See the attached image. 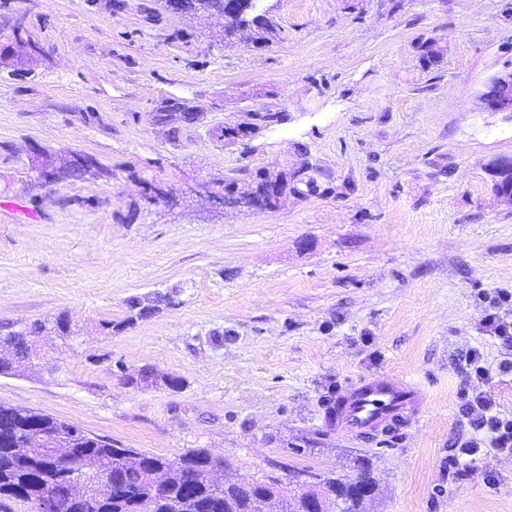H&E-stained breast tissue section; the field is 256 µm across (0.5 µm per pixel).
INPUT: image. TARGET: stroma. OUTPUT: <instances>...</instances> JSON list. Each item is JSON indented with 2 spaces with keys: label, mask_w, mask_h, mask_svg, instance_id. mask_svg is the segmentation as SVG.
<instances>
[{
  "label": "stroma",
  "mask_w": 512,
  "mask_h": 512,
  "mask_svg": "<svg viewBox=\"0 0 512 512\" xmlns=\"http://www.w3.org/2000/svg\"><path fill=\"white\" fill-rule=\"evenodd\" d=\"M257 11L270 30L228 40L166 0H0V327L63 313L78 335L41 338L0 403L119 448L208 449L226 482L365 458L369 512H512V455L449 464L470 434L466 354L497 366L485 316L512 293V204L487 172L512 154V115L481 100L512 69V0ZM16 17L44 54L14 43ZM254 112L282 119L227 136ZM39 148L108 173L44 185ZM303 166L320 193L278 209L212 197ZM156 190L173 204L148 203ZM158 292L173 306L129 321V299ZM378 371L419 386L423 419L366 443L327 428L328 396Z\"/></svg>",
  "instance_id": "1"
}]
</instances>
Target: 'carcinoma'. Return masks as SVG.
Masks as SVG:
<instances>
[{
    "mask_svg": "<svg viewBox=\"0 0 512 512\" xmlns=\"http://www.w3.org/2000/svg\"><path fill=\"white\" fill-rule=\"evenodd\" d=\"M184 9L206 18L224 19V0H183ZM303 170L286 174L291 192L316 194L314 177L302 178ZM171 304L157 295L145 304L129 300L128 321L146 317ZM46 333V325L34 322L20 332L9 326L0 331V348L21 354L33 337ZM78 426L26 407L0 408V500L30 505L31 512H253V500L264 498L267 512H366L370 498L360 493L362 484H374L368 463L360 461L353 473L321 476L307 470L295 472L293 493L274 484L243 482L220 485L212 473L221 461L204 449H194L177 459L116 448L109 441L84 433L75 448H49ZM78 471L89 484L79 493L63 475ZM165 476L155 486L157 474Z\"/></svg>",
    "mask_w": 512,
    "mask_h": 512,
    "instance_id": "carcinoma-1",
    "label": "carcinoma"
}]
</instances>
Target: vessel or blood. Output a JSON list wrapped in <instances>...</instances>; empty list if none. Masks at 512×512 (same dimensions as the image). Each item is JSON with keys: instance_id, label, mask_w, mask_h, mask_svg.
Masks as SVG:
<instances>
[{"instance_id": "vessel-or-blood-1", "label": "vessel or blood", "mask_w": 512, "mask_h": 512, "mask_svg": "<svg viewBox=\"0 0 512 512\" xmlns=\"http://www.w3.org/2000/svg\"><path fill=\"white\" fill-rule=\"evenodd\" d=\"M341 409L336 428L356 439L370 438L380 425L415 423L425 409V397L411 381L386 373L360 378L336 393Z\"/></svg>"}]
</instances>
